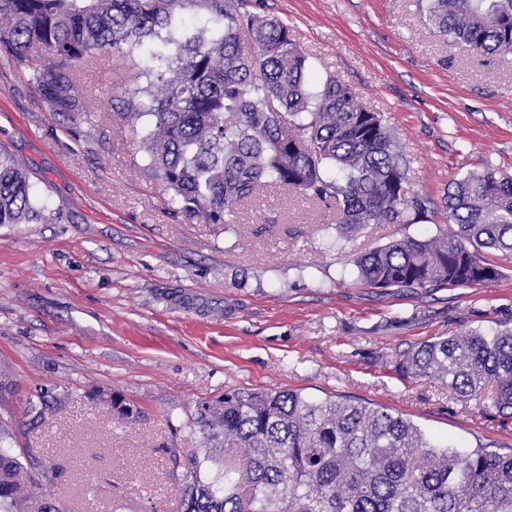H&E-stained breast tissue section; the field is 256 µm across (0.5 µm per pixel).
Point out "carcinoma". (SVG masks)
<instances>
[{
    "label": "carcinoma",
    "mask_w": 512,
    "mask_h": 512,
    "mask_svg": "<svg viewBox=\"0 0 512 512\" xmlns=\"http://www.w3.org/2000/svg\"><path fill=\"white\" fill-rule=\"evenodd\" d=\"M243 0H0V49L46 98L75 110L76 64L146 50L149 88L118 110L147 118L148 168L188 220L225 224L230 206L264 187L296 190L336 209L347 239L369 224H414L407 168L381 116L348 85L310 91L309 64L290 29L241 11ZM202 10L211 29L183 25ZM428 20L485 58L512 53V0H429ZM250 45H245L243 34ZM40 47L48 63L32 67ZM452 234L404 236L358 256L371 288L487 285L498 272L481 253L512 250V177L486 166L454 180L443 201ZM43 218L27 173L0 149V224ZM412 377L448 382L512 418V328L424 343L399 362ZM122 419L139 414L119 393ZM215 446L169 448L181 512H512V452L438 444L382 406L294 390H229L198 405ZM31 453L0 448V512H65L35 492L57 478Z\"/></svg>",
    "instance_id": "1"
}]
</instances>
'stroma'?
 <instances>
[{
  "label": "stroma",
  "mask_w": 512,
  "mask_h": 512,
  "mask_svg": "<svg viewBox=\"0 0 512 512\" xmlns=\"http://www.w3.org/2000/svg\"><path fill=\"white\" fill-rule=\"evenodd\" d=\"M421 0H246L291 28L311 91L349 85L395 133L409 196L430 215L340 239L334 213L299 194L261 191L227 224L173 214L146 169L145 120L107 108L147 89L144 62L104 54L76 69L74 114L53 107L0 56V146L30 172L44 207L0 224V431L59 472L40 491L67 512H176L170 448H201L197 407L232 389L347 396L429 435L512 450V423L489 399L406 378L419 345L512 326V252L492 251L488 285L379 289L355 255L436 235L449 183L485 165L512 176V54L476 57L422 19ZM139 410L124 422L90 391ZM53 399L38 426L29 401Z\"/></svg>",
  "instance_id": "1"
}]
</instances>
